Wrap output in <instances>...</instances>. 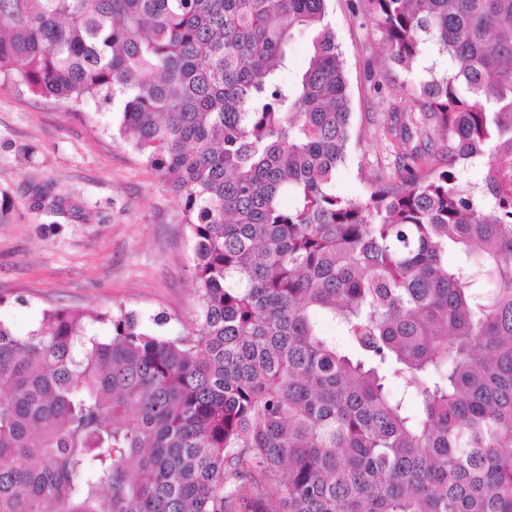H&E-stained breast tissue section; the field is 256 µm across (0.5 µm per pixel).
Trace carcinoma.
Segmentation results:
<instances>
[{
  "label": "carcinoma",
  "mask_w": 512,
  "mask_h": 512,
  "mask_svg": "<svg viewBox=\"0 0 512 512\" xmlns=\"http://www.w3.org/2000/svg\"><path fill=\"white\" fill-rule=\"evenodd\" d=\"M327 2L0 0V86L119 100L183 200L197 295L177 336L123 309L0 320V512H512V0H367L392 62L452 67L420 89L444 152L364 198L334 190ZM485 171V160L475 158L462 161L456 170L458 181L478 193L483 185V176Z\"/></svg>",
  "instance_id": "cac0c4a2"
}]
</instances>
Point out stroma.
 Returning a JSON list of instances; mask_svg holds the SVG:
<instances>
[{"label": "stroma", "instance_id": "stroma-1", "mask_svg": "<svg viewBox=\"0 0 512 512\" xmlns=\"http://www.w3.org/2000/svg\"><path fill=\"white\" fill-rule=\"evenodd\" d=\"M328 15L353 112L335 190L361 197L369 179L403 165L388 131L422 121L411 94L448 62L429 49L414 67L392 63L364 0H329ZM118 120L116 107L102 101L75 109L0 87V193L12 208L10 222L0 224V320L16 334H27L53 305L122 308L147 325L164 314L169 336L194 317L183 202L114 132Z\"/></svg>", "mask_w": 512, "mask_h": 512}]
</instances>
